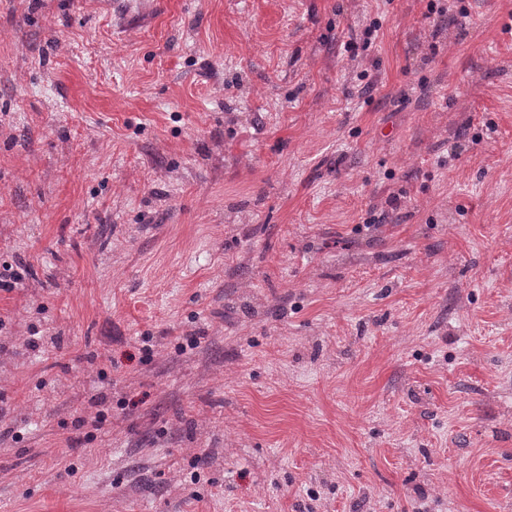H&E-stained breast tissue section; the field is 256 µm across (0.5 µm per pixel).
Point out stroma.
<instances>
[{
	"label": "stroma",
	"mask_w": 512,
	"mask_h": 512,
	"mask_svg": "<svg viewBox=\"0 0 512 512\" xmlns=\"http://www.w3.org/2000/svg\"><path fill=\"white\" fill-rule=\"evenodd\" d=\"M107 2L0 0V512H512V0Z\"/></svg>",
	"instance_id": "stroma-1"
}]
</instances>
